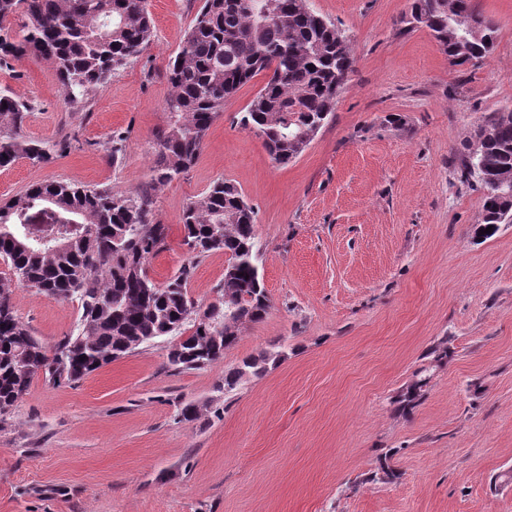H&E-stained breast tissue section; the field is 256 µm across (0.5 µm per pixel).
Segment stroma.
Segmentation results:
<instances>
[{
  "instance_id": "obj_1",
  "label": "stroma",
  "mask_w": 512,
  "mask_h": 512,
  "mask_svg": "<svg viewBox=\"0 0 512 512\" xmlns=\"http://www.w3.org/2000/svg\"><path fill=\"white\" fill-rule=\"evenodd\" d=\"M308 4L348 36L355 71L306 150L275 165L233 125L259 75L225 101L191 170L155 191L170 232L149 274L162 284L193 264L188 293L204 306L226 258L193 256L182 210L216 179L242 189L257 210L268 315L202 369L171 367L165 338L75 384L35 378L0 416V512H512V224L477 238L481 192L457 174L469 133L512 107V0H479L497 40L475 66L450 64L426 29L408 27L412 0ZM198 6L149 0L151 46L72 107L50 63L0 68V88L34 106L25 134L66 145L45 166L0 169V200L38 181L148 187L169 121L163 71ZM116 134L115 165L105 146ZM11 304L50 346L81 316L33 288H14ZM444 338L454 356L431 369ZM276 351L283 360L225 394L226 368ZM424 368L420 404L397 412ZM187 403L196 418L181 417ZM389 450L398 482L373 481Z\"/></svg>"
}]
</instances>
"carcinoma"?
I'll use <instances>...</instances> for the list:
<instances>
[{
  "label": "carcinoma",
  "instance_id": "carcinoma-1",
  "mask_svg": "<svg viewBox=\"0 0 512 512\" xmlns=\"http://www.w3.org/2000/svg\"><path fill=\"white\" fill-rule=\"evenodd\" d=\"M26 22L18 33L1 34L17 13ZM483 25L473 36L457 18ZM408 23L425 28L455 65L480 63L497 37L473 0H413ZM154 37L148 0H0V68L28 52L53 64L64 101L82 102L100 84L142 56ZM350 41L336 25L314 13L308 0H200L192 24L164 78L166 127L153 141L151 186L114 193L66 181L36 182L24 194L0 203V260L10 270L0 279V415L28 391L39 375L60 385L77 383L102 366L164 336H177L180 357L167 356L176 369H198L224 359L242 329L262 322L270 301L259 274L256 212L232 181L218 179L191 199L180 223L185 244L201 256H227L221 296L234 310L223 312L217 335L191 318L195 303L187 284V264L165 284L147 270L148 259L166 246L169 227L154 221L152 191L184 174L197 161L224 100L263 74L265 83L246 111L232 122L253 132L272 161L285 166L298 158L330 118L339 91L353 73ZM32 106L0 89V168L26 159L50 162L53 150L28 138L24 125ZM461 178L482 189L477 230L512 224V110L492 113L466 140ZM44 215L46 230L69 237L66 248L28 242L25 224ZM34 288L82 310L76 332L53 347L42 344L14 314L15 287ZM432 366L452 359L448 339L432 349ZM282 359L280 353L246 357L224 371V393L237 391L246 376L259 377ZM427 378L403 387L396 399L408 413L423 397ZM380 458L371 480L394 483L399 473Z\"/></svg>",
  "mask_w": 512,
  "mask_h": 512
}]
</instances>
